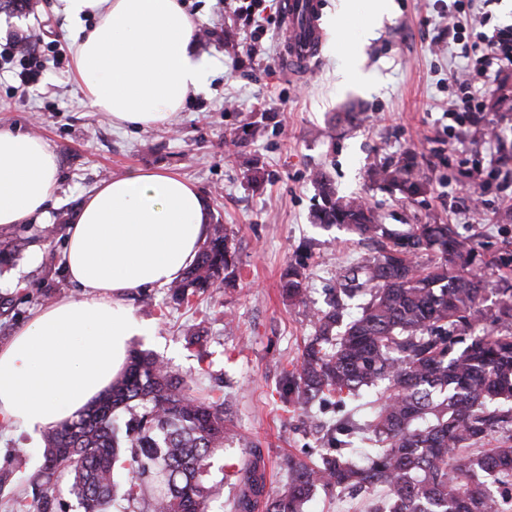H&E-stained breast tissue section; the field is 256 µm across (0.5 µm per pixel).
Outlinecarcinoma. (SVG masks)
I'll return each instance as SVG.
<instances>
[{"mask_svg":"<svg viewBox=\"0 0 512 512\" xmlns=\"http://www.w3.org/2000/svg\"><path fill=\"white\" fill-rule=\"evenodd\" d=\"M414 159L368 170L380 187L413 196L426 189ZM312 182L320 198L314 223L339 226L382 243L378 254L339 269L341 293L365 291L360 315L344 319V303L313 315L314 334L287 373L281 393L305 411L319 400H357L378 390L367 415L348 414L327 433L332 452L313 463L290 456L288 479L265 494L266 464L257 446L211 478L214 456L240 438L225 399L194 394L155 355L134 351L122 377L97 404L61 428L44 432L43 464L27 512H55L63 486L83 512H211L231 482L232 512H304L315 491L348 492L364 512H506L512 504V287L486 304L484 277L466 268L471 244L449 224H417L397 236L357 195L344 196L326 170ZM24 239L0 241V264L25 250ZM440 261L425 266L421 253ZM305 267L290 263L282 292L306 304ZM236 281L232 238L211 225L194 264L169 286L171 299ZM367 443L364 461L350 456Z\"/></svg>","mask_w":512,"mask_h":512,"instance_id":"1","label":"carcinoma"}]
</instances>
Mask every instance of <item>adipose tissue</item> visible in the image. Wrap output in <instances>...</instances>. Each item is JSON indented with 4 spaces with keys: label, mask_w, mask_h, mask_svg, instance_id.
<instances>
[{
    "label": "adipose tissue",
    "mask_w": 512,
    "mask_h": 512,
    "mask_svg": "<svg viewBox=\"0 0 512 512\" xmlns=\"http://www.w3.org/2000/svg\"><path fill=\"white\" fill-rule=\"evenodd\" d=\"M74 75L113 125L171 123L202 83L197 22L179 0H62ZM58 161L42 138L0 130V226L49 218ZM190 181L135 168L100 183L66 229L61 264L81 288L0 343V424L32 438L75 419L121 377L149 332L128 298L180 280L208 234Z\"/></svg>",
    "instance_id": "obj_1"
}]
</instances>
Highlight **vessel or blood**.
Returning a JSON list of instances; mask_svg holds the SVG:
<instances>
[{
	"label": "vessel or blood",
	"instance_id": "vessel-or-blood-1",
	"mask_svg": "<svg viewBox=\"0 0 512 512\" xmlns=\"http://www.w3.org/2000/svg\"><path fill=\"white\" fill-rule=\"evenodd\" d=\"M321 11V0H284V23L288 37L284 56L291 70L306 69L317 54L324 37L319 23Z\"/></svg>",
	"mask_w": 512,
	"mask_h": 512
}]
</instances>
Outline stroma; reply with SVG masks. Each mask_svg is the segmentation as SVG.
Returning a JSON list of instances; mask_svg holds the SVG:
<instances>
[{
  "label": "stroma",
  "instance_id": "stroma-1",
  "mask_svg": "<svg viewBox=\"0 0 512 512\" xmlns=\"http://www.w3.org/2000/svg\"><path fill=\"white\" fill-rule=\"evenodd\" d=\"M183 3L211 33L199 42L207 60L203 84L173 124L145 129L115 127L78 88L61 0H39L31 12L0 10L1 43L35 33L63 53L58 61L42 53L41 77L25 91L14 90L10 75L0 76V129L40 135L59 166L51 220L0 228V239L29 241L19 257L0 266V297L10 301L0 312V343L39 307L80 293L60 263L65 227L55 221L59 212L75 217L101 181L134 167L191 181L211 223L224 224L233 239L236 286L180 307L164 288L149 289L147 306L129 296L135 316L150 326L132 346L163 359L193 387L223 394L236 430L267 462L272 494L287 480V456L313 460L326 449L281 400L285 373L313 332L312 314L325 308L336 286L337 268L375 250L345 228L314 224L312 171L326 169L339 192L362 196L396 231L454 225L471 239L469 267L484 275L491 287L485 298L494 300V286L512 275V223L500 221L502 183L491 175L479 182L472 174L487 167L490 138L512 144V69L480 90L481 110L473 120L453 127L446 114L448 79L464 61L461 44L448 41L452 0H394V11L359 55L373 82L352 88L338 85L348 52L328 40L305 73L288 70L281 59L283 0H267L254 56L236 0ZM460 8L469 15L463 44L512 28V0H462ZM248 115L263 117L261 135L243 130ZM408 152L428 183L425 193L406 198L370 182L372 163ZM256 169L265 174L257 184L250 180ZM297 260L308 275L307 302L300 306L289 304L280 287L283 270ZM190 326L208 336L205 362L186 344ZM41 454V441L25 431L0 430V472L11 479L0 490V512H16L17 500L30 495Z\"/></svg>",
  "mask_w": 512,
  "mask_h": 512
}]
</instances>
